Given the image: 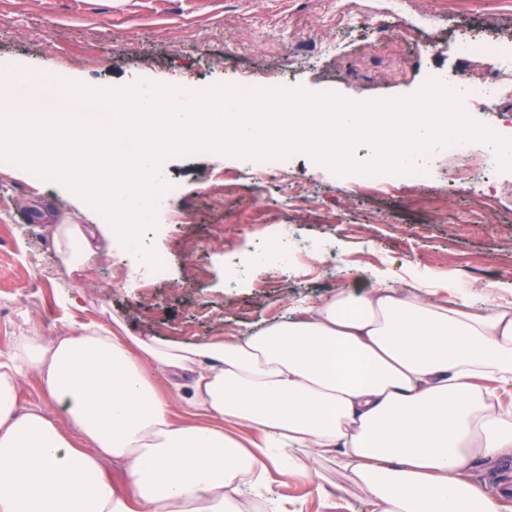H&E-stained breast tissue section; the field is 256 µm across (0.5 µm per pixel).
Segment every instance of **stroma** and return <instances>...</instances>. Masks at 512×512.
<instances>
[{
    "label": "stroma",
    "mask_w": 512,
    "mask_h": 512,
    "mask_svg": "<svg viewBox=\"0 0 512 512\" xmlns=\"http://www.w3.org/2000/svg\"><path fill=\"white\" fill-rule=\"evenodd\" d=\"M390 0H0V65L16 76L52 75L41 92L75 79L118 85L130 78L161 89L198 82L220 90L240 77L257 92L286 79L314 101H396L419 109L428 71L480 78L490 67L449 42L472 31L512 41V0H400L393 26L409 41L382 38L372 16ZM333 42L336 55L295 64L292 54ZM178 195L141 225L146 249L163 253L165 279L132 273L122 243L83 268L56 251L53 218L78 217L74 194L55 183L0 173V354L18 337L79 331L120 318L136 336L202 341L238 336L286 319L289 308L335 293L338 267L412 269L471 285L483 304H512V167L486 184L448 188V154L427 146L438 188L381 194L369 181L319 165L313 153L278 155V178L242 148L164 155ZM236 187L225 190V176ZM495 196L484 212L483 195ZM188 221L172 224L169 209ZM287 241L288 269L256 261L271 240ZM267 492L285 512H367L364 493L342 473L324 484L271 476Z\"/></svg>",
    "instance_id": "1"
}]
</instances>
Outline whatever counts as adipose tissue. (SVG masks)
I'll return each instance as SVG.
<instances>
[{
    "mask_svg": "<svg viewBox=\"0 0 512 512\" xmlns=\"http://www.w3.org/2000/svg\"><path fill=\"white\" fill-rule=\"evenodd\" d=\"M82 106L116 101L95 138L75 126L0 122V157L17 173L44 170L115 223L58 224L65 261L85 265L94 241L122 232L136 243L154 183L150 155L128 168L118 144L305 146L350 166L351 148L375 144L374 165L413 162L418 148L458 134L457 102L442 94L403 119L400 106L348 103L311 112L304 101H233L223 122L175 92L143 83L81 81ZM465 287L417 275L411 290L360 270L328 298L239 336L182 343L83 327L19 337L0 356V512H244L270 472L288 480L344 471L368 512H502L504 492L471 480L477 466L512 457V308L473 311ZM49 408H18L27 374ZM191 374L190 393L179 376ZM168 386L160 388L157 379ZM203 416L180 421L177 408ZM68 425L60 427L58 416ZM251 428L259 439L243 436ZM124 466L123 487L103 463Z\"/></svg>",
    "mask_w": 512,
    "mask_h": 512,
    "instance_id": "1",
    "label": "adipose tissue"
}]
</instances>
